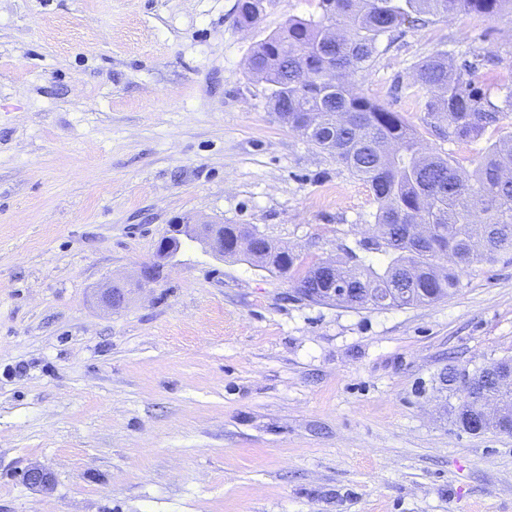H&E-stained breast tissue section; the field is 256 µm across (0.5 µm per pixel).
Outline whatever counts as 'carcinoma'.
<instances>
[{
  "label": "carcinoma",
  "mask_w": 512,
  "mask_h": 512,
  "mask_svg": "<svg viewBox=\"0 0 512 512\" xmlns=\"http://www.w3.org/2000/svg\"><path fill=\"white\" fill-rule=\"evenodd\" d=\"M259 4L239 0L240 20L256 19ZM318 7L315 18L288 20L253 50L248 65L266 75L270 102L288 113L291 130L369 185L378 204L375 235L359 249L376 260L304 268L267 241L247 261L295 280L312 302L361 305L369 288L382 298L407 290L404 306L445 298L468 269L512 252V135L486 147L469 172L423 152L418 130L351 78L369 66L379 39L406 23L459 13L491 19L512 0H319ZM476 71L468 59L452 65L448 52L437 50L407 85L426 126L451 142L476 141L512 114V86L494 102ZM470 388L481 401L459 404L456 421L464 429L472 412L512 405V390L500 389L485 367L471 374Z\"/></svg>",
  "instance_id": "obj_1"
}]
</instances>
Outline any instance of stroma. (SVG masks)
<instances>
[{"label": "stroma", "mask_w": 512, "mask_h": 512, "mask_svg": "<svg viewBox=\"0 0 512 512\" xmlns=\"http://www.w3.org/2000/svg\"><path fill=\"white\" fill-rule=\"evenodd\" d=\"M0 0V512H512V434L455 422L444 368L512 358V253L418 306L302 300L242 257L182 247L123 308L169 225L250 224L301 261L370 237L368 186L282 124L248 69L318 0ZM494 55L512 11L401 26L357 86L420 130L400 88L435 50ZM40 465L50 490L22 473Z\"/></svg>", "instance_id": "obj_1"}]
</instances>
